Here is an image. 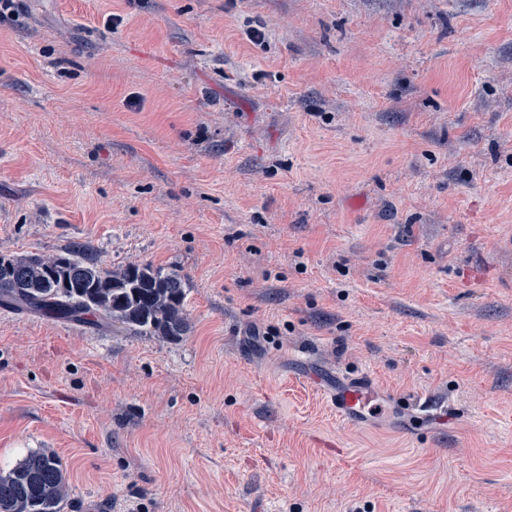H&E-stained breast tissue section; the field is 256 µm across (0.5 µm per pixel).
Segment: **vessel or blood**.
Wrapping results in <instances>:
<instances>
[{
  "label": "vessel or blood",
  "mask_w": 512,
  "mask_h": 512,
  "mask_svg": "<svg viewBox=\"0 0 512 512\" xmlns=\"http://www.w3.org/2000/svg\"><path fill=\"white\" fill-rule=\"evenodd\" d=\"M325 395L337 420L345 425L366 423L376 411L392 407L393 401L384 395L371 377L336 375Z\"/></svg>",
  "instance_id": "vessel-or-blood-1"
}]
</instances>
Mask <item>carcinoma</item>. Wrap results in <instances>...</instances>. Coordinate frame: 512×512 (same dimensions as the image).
Listing matches in <instances>:
<instances>
[{"label": "carcinoma", "mask_w": 512, "mask_h": 512, "mask_svg": "<svg viewBox=\"0 0 512 512\" xmlns=\"http://www.w3.org/2000/svg\"><path fill=\"white\" fill-rule=\"evenodd\" d=\"M16 274L0 279V304L21 312L177 342L190 329L180 274L151 263L118 268L102 264L86 247L73 244L52 256H1ZM68 479L59 456L29 452L0 470V512H62Z\"/></svg>", "instance_id": "1"}]
</instances>
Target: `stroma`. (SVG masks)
Wrapping results in <instances>:
<instances>
[{
    "label": "stroma",
    "mask_w": 512,
    "mask_h": 512,
    "mask_svg": "<svg viewBox=\"0 0 512 512\" xmlns=\"http://www.w3.org/2000/svg\"><path fill=\"white\" fill-rule=\"evenodd\" d=\"M74 243L190 330L0 306V468L55 450L63 512H512V0H20L0 254ZM318 383L326 384V395L336 419L343 425L366 423L376 411L394 407V401L384 395L371 377L360 374L345 377L336 373L334 384L313 375Z\"/></svg>",
    "instance_id": "1"
}]
</instances>
